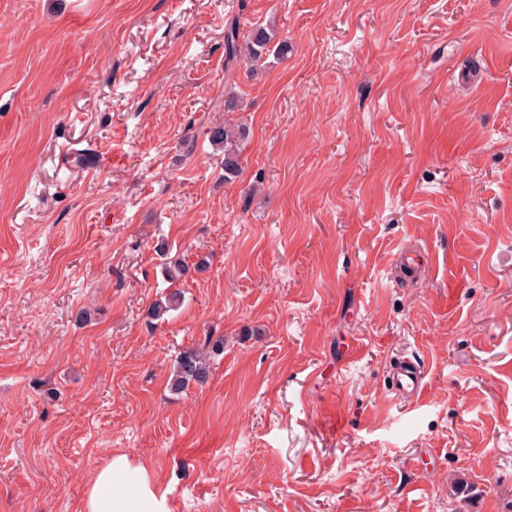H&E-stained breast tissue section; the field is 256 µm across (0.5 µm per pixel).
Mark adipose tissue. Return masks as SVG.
Returning <instances> with one entry per match:
<instances>
[{
    "label": "adipose tissue",
    "mask_w": 512,
    "mask_h": 512,
    "mask_svg": "<svg viewBox=\"0 0 512 512\" xmlns=\"http://www.w3.org/2000/svg\"><path fill=\"white\" fill-rule=\"evenodd\" d=\"M83 512H168L150 464L112 454L93 473L85 492Z\"/></svg>",
    "instance_id": "adipose-tissue-1"
}]
</instances>
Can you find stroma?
<instances>
[{
	"label": "stroma",
	"instance_id": "obj_1",
	"mask_svg": "<svg viewBox=\"0 0 512 512\" xmlns=\"http://www.w3.org/2000/svg\"><path fill=\"white\" fill-rule=\"evenodd\" d=\"M233 17L287 60L225 81ZM116 452L169 512H512V0H0V512ZM210 143L224 153V177H237L240 173L241 146L248 138L245 125L224 122L207 130ZM391 260L395 269L399 272L401 282H412L425 274L426 259L417 252L397 247ZM223 338L212 334L204 336L202 343L191 346L176 357L170 387L173 390H183L189 385H204L210 376L211 358L223 352ZM426 367L418 356L405 355L390 361L387 370V395L405 407H415L423 399Z\"/></svg>",
	"mask_w": 512,
	"mask_h": 512
}]
</instances>
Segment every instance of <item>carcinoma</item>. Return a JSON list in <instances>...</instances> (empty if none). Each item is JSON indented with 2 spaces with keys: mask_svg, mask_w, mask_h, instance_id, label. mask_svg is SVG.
<instances>
[{
  "mask_svg": "<svg viewBox=\"0 0 512 512\" xmlns=\"http://www.w3.org/2000/svg\"><path fill=\"white\" fill-rule=\"evenodd\" d=\"M276 34L268 26L255 25L246 35H240L238 21L233 19L224 28V72L225 78L234 75L237 67L254 72L266 64L269 56L285 60L291 52L286 40L275 41ZM210 143L224 153V176L231 178L240 173L241 146L248 138L249 131L242 124H218L207 130ZM189 272V267L182 261L171 260L166 263V277L171 283L182 280ZM182 302V293L176 288L169 292L165 301L157 303L150 315L154 318L178 307ZM223 338L213 335L204 337L202 343L191 346L176 357L170 387L176 391L183 390L191 384L204 385L210 376L211 358L223 352Z\"/></svg>",
  "mask_w": 512,
  "mask_h": 512,
  "instance_id": "1",
  "label": "carcinoma"
}]
</instances>
